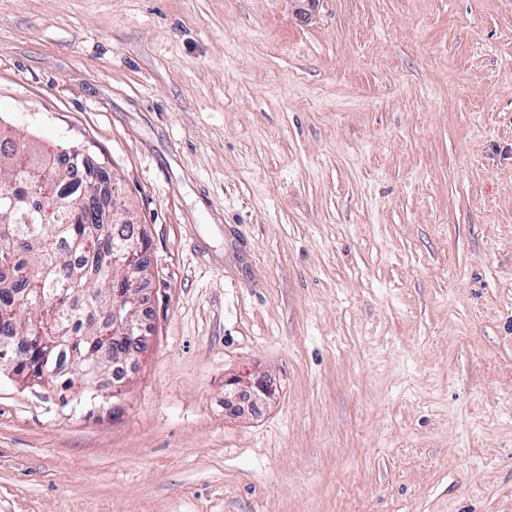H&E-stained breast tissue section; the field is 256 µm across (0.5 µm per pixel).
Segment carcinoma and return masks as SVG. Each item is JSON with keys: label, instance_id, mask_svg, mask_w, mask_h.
I'll return each instance as SVG.
<instances>
[{"label": "carcinoma", "instance_id": "carcinoma-1", "mask_svg": "<svg viewBox=\"0 0 512 512\" xmlns=\"http://www.w3.org/2000/svg\"><path fill=\"white\" fill-rule=\"evenodd\" d=\"M79 150L50 153L0 129V182L38 187L43 212L17 224L0 196V351L14 374L69 391L130 349L112 336V293L127 284L128 225L69 182Z\"/></svg>", "mask_w": 512, "mask_h": 512}]
</instances>
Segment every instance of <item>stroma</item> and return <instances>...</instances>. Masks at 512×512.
Masks as SVG:
<instances>
[{"label": "stroma", "instance_id": "obj_1", "mask_svg": "<svg viewBox=\"0 0 512 512\" xmlns=\"http://www.w3.org/2000/svg\"><path fill=\"white\" fill-rule=\"evenodd\" d=\"M0 126L114 176L155 327L0 372V512H512V0H0ZM224 386L227 387L225 389L226 406L234 413H241L244 410V404L252 406L269 395L267 381L261 377L253 379L238 377L225 381ZM240 396H245L246 399H241Z\"/></svg>", "mask_w": 512, "mask_h": 512}]
</instances>
